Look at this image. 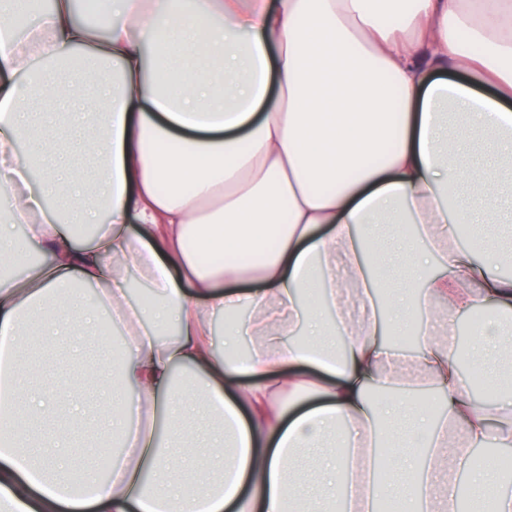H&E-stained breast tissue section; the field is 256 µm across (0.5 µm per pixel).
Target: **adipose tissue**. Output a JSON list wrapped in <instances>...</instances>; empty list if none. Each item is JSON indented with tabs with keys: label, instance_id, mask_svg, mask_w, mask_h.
Listing matches in <instances>:
<instances>
[{
	"label": "adipose tissue",
	"instance_id": "1",
	"mask_svg": "<svg viewBox=\"0 0 512 512\" xmlns=\"http://www.w3.org/2000/svg\"><path fill=\"white\" fill-rule=\"evenodd\" d=\"M26 12L0 8L12 512H322L342 494L351 512H456L453 464L468 469L473 512H512L490 460L469 456L512 447V386L474 402L452 325L494 310L471 366L500 378L512 279L475 248L483 219L512 222V0H113L97 26L52 0L24 29ZM56 196L62 208H47ZM404 224L417 227L400 239L410 276L384 315L372 243ZM36 244L46 259L15 275L14 255ZM129 266L149 304L128 302ZM88 287L97 312L72 323ZM103 311L125 353L83 373L109 377L97 414L128 446L78 488L54 451L80 436V385L56 388L49 355L33 393L19 342L27 320L51 328L52 347L94 339ZM416 325L413 357L385 342ZM428 385L445 416L407 400ZM194 403L219 433H198ZM405 416L382 453L378 423ZM316 450L319 469L292 471Z\"/></svg>",
	"mask_w": 512,
	"mask_h": 512
}]
</instances>
